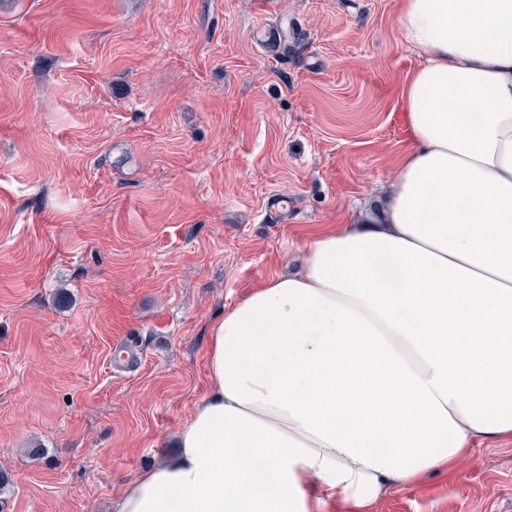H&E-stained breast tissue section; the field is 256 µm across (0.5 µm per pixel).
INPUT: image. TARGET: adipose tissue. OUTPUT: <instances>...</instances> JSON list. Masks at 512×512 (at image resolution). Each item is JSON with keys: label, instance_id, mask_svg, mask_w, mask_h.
Returning <instances> with one entry per match:
<instances>
[{"label": "adipose tissue", "instance_id": "obj_1", "mask_svg": "<svg viewBox=\"0 0 512 512\" xmlns=\"http://www.w3.org/2000/svg\"><path fill=\"white\" fill-rule=\"evenodd\" d=\"M419 57L377 224L210 329L209 391L113 512H361L512 438V0H401Z\"/></svg>", "mask_w": 512, "mask_h": 512}]
</instances>
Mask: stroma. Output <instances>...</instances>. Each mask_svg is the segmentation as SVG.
Instances as JSON below:
<instances>
[{
	"instance_id": "1",
	"label": "stroma",
	"mask_w": 512,
	"mask_h": 512,
	"mask_svg": "<svg viewBox=\"0 0 512 512\" xmlns=\"http://www.w3.org/2000/svg\"><path fill=\"white\" fill-rule=\"evenodd\" d=\"M418 62L398 0H0V512L174 455L225 308L379 215ZM364 512H512V443ZM299 33L296 25L288 17L281 20L273 31L269 45L279 56L288 57L296 52Z\"/></svg>"
}]
</instances>
